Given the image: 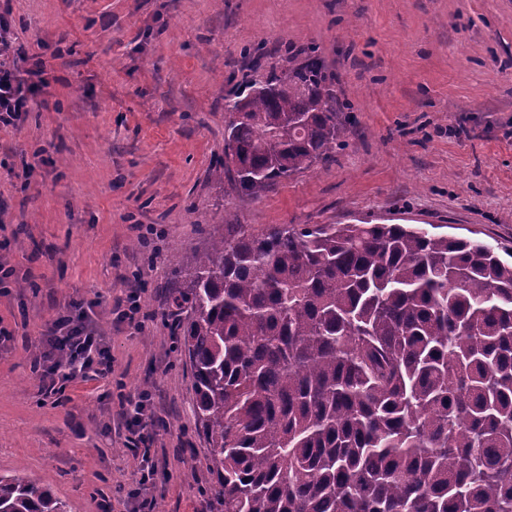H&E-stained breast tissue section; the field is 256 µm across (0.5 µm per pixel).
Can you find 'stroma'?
Masks as SVG:
<instances>
[{
  "label": "stroma",
  "instance_id": "35a3bbf8",
  "mask_svg": "<svg viewBox=\"0 0 512 512\" xmlns=\"http://www.w3.org/2000/svg\"><path fill=\"white\" fill-rule=\"evenodd\" d=\"M49 86L0 128V475L67 512H125L127 397L162 426L154 512H214L191 370L168 322L179 261L225 224H410L512 247V0H8ZM314 49L353 123L326 163L257 198L216 173L224 98ZM35 167L22 188L23 163ZM138 294V324L116 301ZM77 302L112 373L44 397L45 324Z\"/></svg>",
  "mask_w": 512,
  "mask_h": 512
}]
</instances>
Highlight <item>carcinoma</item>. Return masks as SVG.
<instances>
[{
    "instance_id": "cac0c4a2",
    "label": "carcinoma",
    "mask_w": 512,
    "mask_h": 512,
    "mask_svg": "<svg viewBox=\"0 0 512 512\" xmlns=\"http://www.w3.org/2000/svg\"><path fill=\"white\" fill-rule=\"evenodd\" d=\"M219 166L259 197L349 116L308 56L225 104ZM405 224H236L173 288L219 512H512V251ZM0 512H65L0 476Z\"/></svg>"
}]
</instances>
